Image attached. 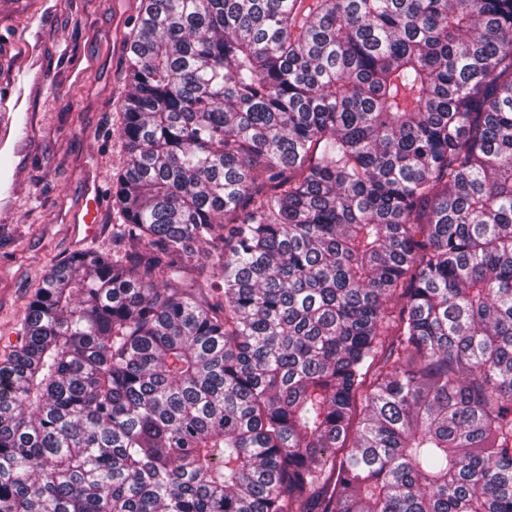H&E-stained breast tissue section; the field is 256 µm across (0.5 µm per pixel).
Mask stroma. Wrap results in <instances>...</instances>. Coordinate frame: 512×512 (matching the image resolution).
Returning <instances> with one entry per match:
<instances>
[{
    "mask_svg": "<svg viewBox=\"0 0 512 512\" xmlns=\"http://www.w3.org/2000/svg\"><path fill=\"white\" fill-rule=\"evenodd\" d=\"M140 0H0V31L29 30L27 43L0 40V91L20 57L34 53L46 86L26 93L30 133L13 157V214L0 218V355L15 343L25 308L56 261L112 247L113 207L96 234L73 223L90 187L111 188L127 159L117 134L126 94L125 34Z\"/></svg>",
    "mask_w": 512,
    "mask_h": 512,
    "instance_id": "35a3bbf8",
    "label": "stroma"
}]
</instances>
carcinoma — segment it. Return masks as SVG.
<instances>
[{
    "label": "carcinoma",
    "mask_w": 512,
    "mask_h": 512,
    "mask_svg": "<svg viewBox=\"0 0 512 512\" xmlns=\"http://www.w3.org/2000/svg\"><path fill=\"white\" fill-rule=\"evenodd\" d=\"M112 251L0 359V512H512V0H141Z\"/></svg>",
    "instance_id": "carcinoma-1"
}]
</instances>
